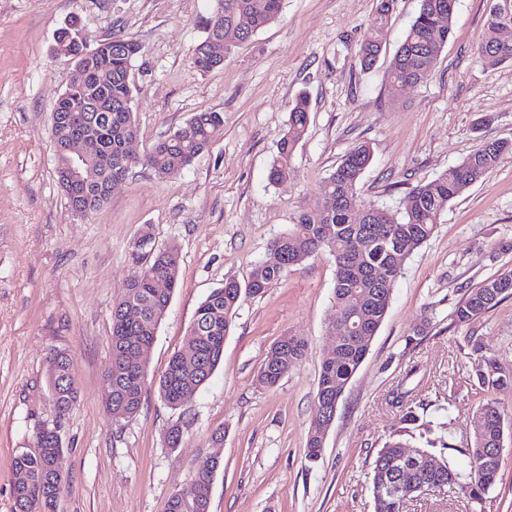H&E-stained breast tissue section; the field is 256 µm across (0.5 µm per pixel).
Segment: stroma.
Wrapping results in <instances>:
<instances>
[{
    "label": "stroma",
    "instance_id": "35a3bbf8",
    "mask_svg": "<svg viewBox=\"0 0 512 512\" xmlns=\"http://www.w3.org/2000/svg\"><path fill=\"white\" fill-rule=\"evenodd\" d=\"M491 0H457L452 32L432 77L387 92V73L420 0H395L376 64L357 45L377 0H284L281 16L237 44L222 67L198 71L193 49L214 0H0V512H14L11 465L33 451L40 426L58 424L64 483L57 512H164L210 458L220 466L210 512H375L367 474L398 426L393 398L446 406L429 440L467 464L470 336L512 371V298L471 326L452 313L468 289L512 270V155L449 203L435 234L405 263L368 355L345 389L318 462L305 459L325 353L332 349L335 263L293 268L232 317L224 357L176 410L157 382L185 347L199 304L225 279L246 281L270 241L300 210L315 208L325 178L356 143L372 162L360 196L393 212L409 191L459 165L486 142L512 140V62L487 66L477 51ZM79 16L89 43L120 34L143 53L134 63V113L142 146L198 112L224 115V134L194 164L162 180L132 168L100 211L72 214L54 169L50 116L73 65L54 36ZM309 124L288 180H268L289 108L300 93ZM179 254L175 291L147 348L151 384L140 411L112 418L105 403L112 305L142 271L134 246ZM425 335H417V328ZM284 336L307 354L272 387L258 372ZM67 351L78 401L57 418L47 378L50 350ZM456 402H449V393ZM183 422L178 447L165 432ZM222 440H214V432ZM502 479L483 503L418 496L409 512H512V416L504 423Z\"/></svg>",
    "mask_w": 512,
    "mask_h": 512
}]
</instances>
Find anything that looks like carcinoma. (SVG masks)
<instances>
[{
    "label": "carcinoma",
    "mask_w": 512,
    "mask_h": 512,
    "mask_svg": "<svg viewBox=\"0 0 512 512\" xmlns=\"http://www.w3.org/2000/svg\"><path fill=\"white\" fill-rule=\"evenodd\" d=\"M281 8L282 0H215L213 11H222L221 23H213L214 14L205 20V36L193 52L197 70L208 72L223 65L230 47L249 41L279 16ZM390 11V5L379 0L377 11L358 44L357 54L366 69L377 59L378 42L388 26ZM453 14L448 0H420L419 12L390 64L388 86L392 96L433 75L452 30ZM500 24L512 25V0H495L486 19L484 36L478 43V53L492 67L512 62V45L494 46L493 31ZM110 40L112 54L98 57L83 54L65 27L55 37L56 50L69 56L87 73L84 89L75 90L73 99L85 98L92 111L72 113L74 122L101 154H112L110 165L103 161L85 165L86 182L76 188L81 199L95 196L111 178L120 174L122 168L117 161L139 144V128L132 112L133 62L143 48L116 33ZM308 120L309 103L302 94L288 112L286 131L269 170L271 182L278 183L290 176L291 161L305 135ZM223 130L222 113L198 112L184 127L142 150L141 164L161 179L172 178L191 166ZM511 153V140L486 143L460 165L413 187L405 208L396 214L358 195L357 185L371 163L372 153L367 143L355 144L324 181L321 205L299 212L289 231L270 242L264 259L245 283L227 280L199 305L187 337L195 350L198 367L187 371L180 355H174L159 380L164 401L175 409L179 407V391L196 392L206 384L221 362L232 317L246 298L263 296L292 268L322 252L329 253L335 262V312L351 318L357 327L354 335L345 333L336 337L334 348L322 361L314 399L321 403L325 397L336 396V387L347 386L365 360L366 347L361 345L359 337L369 341L377 333L406 260L433 236L448 204L492 171L503 155ZM135 249L144 260V274L129 282L112 306V387L107 391L106 406L115 419L130 418L142 406L147 369L136 359L132 346L138 341H153L177 288L176 250L153 248L147 229L135 243ZM160 277L168 279L169 287L154 286L155 279ZM509 296H512V270L489 277L468 290L455 308L453 320L470 325ZM470 342L473 372L479 386L511 392L512 373L501 370L487 358L476 337H470ZM307 350V341L288 337V366H297ZM71 366L70 355L62 350L54 351L48 361V382L59 386L56 410L63 414L69 413L77 403L78 391L69 378ZM286 373L288 370L269 352L258 377L265 378L262 385L272 387ZM400 422L398 433L385 441L372 463L369 474L372 496L400 484L414 496L438 486L480 501L499 482L503 459L493 454L492 449L498 447L505 413L498 402L490 399L474 408L473 444L465 450L468 457L465 468L454 467L443 457L432 471L417 466L402 473L395 470L394 461L400 449L417 447L415 430L429 426L427 409L421 404L408 403L404 405ZM59 451L61 446H49L38 440L34 451L13 459L14 512H55L57 503L47 509L45 502L49 497L59 498L61 489L48 472L46 460L49 454ZM419 451L425 452L427 448L421 447ZM211 478L210 471L200 468L185 487L188 499H193L195 490L211 482Z\"/></svg>",
    "instance_id": "carcinoma-1"
}]
</instances>
